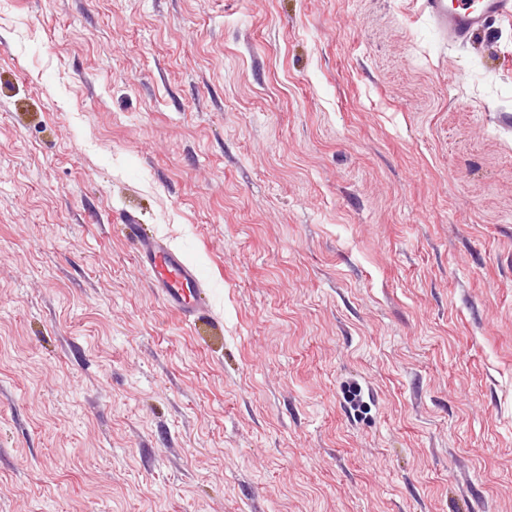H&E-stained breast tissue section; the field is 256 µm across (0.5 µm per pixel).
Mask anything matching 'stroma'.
I'll return each instance as SVG.
<instances>
[{"mask_svg":"<svg viewBox=\"0 0 512 512\" xmlns=\"http://www.w3.org/2000/svg\"><path fill=\"white\" fill-rule=\"evenodd\" d=\"M0 512H512V19L0 0ZM127 222L129 232L141 242L140 263L148 264L154 272L160 266L163 268L164 275L156 276L155 281L169 305L189 318L204 314L207 307L205 299H200L192 307L186 304L185 288H195L201 283L195 269L186 264L162 240L146 235L140 224H135V218L129 217ZM344 399L353 410L355 418L366 421L370 417L371 408L361 395V388L356 384L344 385Z\"/></svg>","mask_w":512,"mask_h":512,"instance_id":"1","label":"stroma"}]
</instances>
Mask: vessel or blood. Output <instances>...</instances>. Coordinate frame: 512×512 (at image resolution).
Returning <instances> with one entry per match:
<instances>
[{"label": "vessel or blood", "instance_id": "b4317fda", "mask_svg": "<svg viewBox=\"0 0 512 512\" xmlns=\"http://www.w3.org/2000/svg\"><path fill=\"white\" fill-rule=\"evenodd\" d=\"M421 8L447 44L469 40L489 21L512 18V0H422ZM127 227L141 242V264L157 269L155 281L169 305L189 318L204 314L205 301H198L191 307L186 304L187 290L200 283L195 269L162 240L145 235L140 225L131 221Z\"/></svg>", "mask_w": 512, "mask_h": 512}]
</instances>
